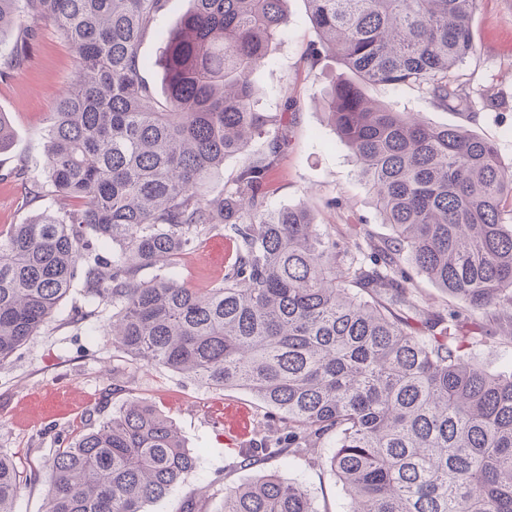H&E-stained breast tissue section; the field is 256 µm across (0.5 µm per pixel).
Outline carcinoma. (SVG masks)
Returning <instances> with one entry per match:
<instances>
[{
    "instance_id": "carcinoma-1",
    "label": "carcinoma",
    "mask_w": 512,
    "mask_h": 512,
    "mask_svg": "<svg viewBox=\"0 0 512 512\" xmlns=\"http://www.w3.org/2000/svg\"><path fill=\"white\" fill-rule=\"evenodd\" d=\"M190 2L160 33V103L139 47L162 0H0V46L16 33L0 77L34 37L22 18L51 24L81 71L47 115L44 180L14 171L32 199L71 206L0 233V363L79 285L112 306V343L130 355L271 407L276 446L243 450L241 466L328 447L350 512H512V375L466 357L493 335L474 313L512 331V165L464 127L365 93L407 87L442 110L463 105L450 78L475 52L478 0H304L310 59L345 70L325 110L392 229L368 252L305 207L265 204L292 104L264 111L252 76L287 31L288 0ZM231 157L236 178L207 196ZM218 224L235 245L224 280H138ZM405 258L462 306L421 307ZM195 467L173 423L128 400L58 449L46 512H145ZM25 482L0 454V512H14ZM224 512L316 510L299 484L266 473L226 493Z\"/></svg>"
}]
</instances>
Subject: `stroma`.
Listing matches in <instances>:
<instances>
[{
  "label": "stroma",
  "instance_id": "35a3bbf8",
  "mask_svg": "<svg viewBox=\"0 0 512 512\" xmlns=\"http://www.w3.org/2000/svg\"><path fill=\"white\" fill-rule=\"evenodd\" d=\"M190 0H166L157 23L143 38L142 77L157 98H164L157 64L158 33L176 26ZM287 33L272 46L270 60L253 80L270 111L285 99L288 145L270 182L266 204L309 207L317 224L345 241L364 237L380 243L391 234L360 180L349 148L341 142L324 110L323 88L343 68L332 56L310 63L307 53L316 35L304 0H288ZM472 28L476 52L459 69L453 84L469 98L460 111L436 108L428 95L405 87L373 86L371 99L420 113L437 126H463L494 143L505 163H512V0H479ZM23 65L0 78V114L14 131L0 151V231L19 224L39 208L13 172L27 164L33 180L44 176L46 116L77 75V63L54 28L35 26ZM336 197L329 208L326 198ZM223 226L204 235L198 247L178 256L165 273L190 288L222 280L226 254L233 251ZM112 308L72 288L48 322L7 362L0 364V453L11 456L29 482L15 512H45L50 485L48 463L65 441L109 419L131 399H139L176 426L196 456L195 471L146 512H182L193 501L195 512H224V494L255 472L279 474L308 491L316 512H347L349 501L327 469L328 449L315 461L272 459L258 470L240 466V452L259 434L276 438L267 412L240 389H215L161 366H148L113 345L107 334ZM473 364L490 374L512 373V336L496 335L468 351Z\"/></svg>",
  "mask_w": 512,
  "mask_h": 512
}]
</instances>
